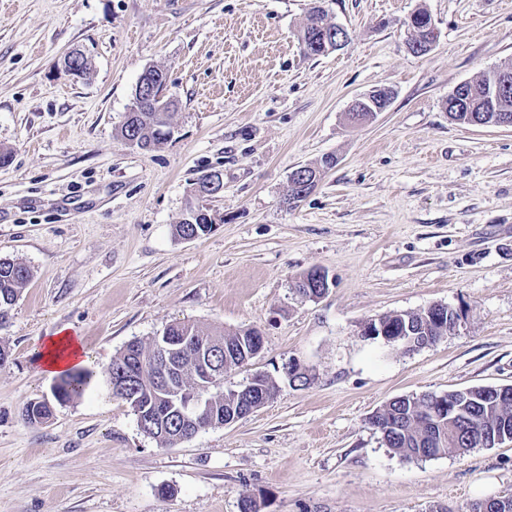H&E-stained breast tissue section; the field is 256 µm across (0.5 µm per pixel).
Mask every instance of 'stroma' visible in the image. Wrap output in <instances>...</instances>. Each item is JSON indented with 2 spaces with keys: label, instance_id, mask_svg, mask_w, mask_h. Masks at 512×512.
I'll return each mask as SVG.
<instances>
[{
  "label": "stroma",
  "instance_id": "1",
  "mask_svg": "<svg viewBox=\"0 0 512 512\" xmlns=\"http://www.w3.org/2000/svg\"><path fill=\"white\" fill-rule=\"evenodd\" d=\"M313 0H0V258L29 265L0 342V512H467L512 495V445L405 459L370 416L392 398L512 384V127L462 126L460 83L512 64V0H324L348 45L304 55ZM438 31L409 51V16ZM83 52L90 73L63 59ZM162 69L178 107L150 151L116 135L141 74ZM386 87L385 112L349 121ZM336 158L295 206L300 166ZM222 172L214 231L172 233L196 179ZM333 284L300 299L313 268ZM442 303L461 315L405 351L362 325ZM191 321L254 327L277 393L236 422L160 447L105 372L132 340ZM82 336L96 383L30 425L50 397L36 350ZM312 371L291 388L284 367Z\"/></svg>",
  "mask_w": 512,
  "mask_h": 512
}]
</instances>
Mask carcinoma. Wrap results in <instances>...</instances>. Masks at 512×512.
<instances>
[{
  "mask_svg": "<svg viewBox=\"0 0 512 512\" xmlns=\"http://www.w3.org/2000/svg\"><path fill=\"white\" fill-rule=\"evenodd\" d=\"M332 28L327 22V11L322 7H313L308 13L306 24L301 33V44L305 54L316 55L314 44L321 29ZM152 97L140 99L133 97L129 112L118 129L123 140L139 136L143 141L142 149L151 150L167 140L171 135V111L175 101L165 95L166 75L155 68ZM491 80L483 75L469 88L468 110L448 113L451 120L470 125L473 121L489 123L494 113L485 111L486 91ZM209 174L205 173L195 182V194L186 208V217L174 225V234L179 238H199L213 230L215 219L209 209L203 205L205 198L198 194L206 186ZM33 276L31 268L23 262L0 258V325L7 322L11 310L22 290ZM386 320L395 326L410 323L413 331L420 336H441V325L428 319L425 313L406 312L402 317L386 316ZM253 329L246 328L232 333L212 331L190 321H175L168 325L167 339L151 338L148 342L133 340L115 357L106 376L125 367H137V388L133 395L134 403L129 405L132 412H140L144 420L151 424L142 428L149 437L155 439L162 448H174V436L181 432L185 435L196 431L198 424L178 403L171 404L164 399V393L157 383V372L166 367L171 375L172 384L178 388L184 398L191 397L200 380L195 362L200 347L218 341L222 347L212 355L214 365L224 367L225 355L244 361V354L253 351L251 334ZM93 368H83L61 375L52 387L53 400L66 403L81 399L95 380ZM233 390H224V379L219 378L209 388L207 396L212 402L216 419L224 422V414L229 412L227 401ZM469 418L451 424H433L432 417L424 413L423 405L407 401L392 403L379 410L378 420H402L397 429L390 430L384 436V442L394 453L405 459L435 458L452 450L463 453L475 447V441L492 431L504 427L512 432V401L478 397L467 407ZM23 415L31 425L48 421L53 415L50 401L30 402L24 407Z\"/></svg>",
  "mask_w": 512,
  "mask_h": 512,
  "instance_id": "carcinoma-1",
  "label": "carcinoma"
}]
</instances>
